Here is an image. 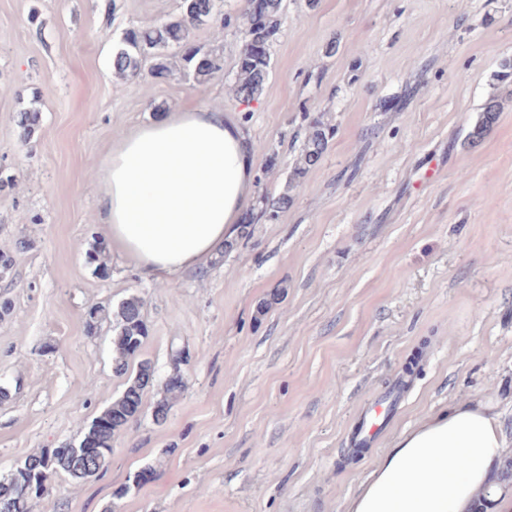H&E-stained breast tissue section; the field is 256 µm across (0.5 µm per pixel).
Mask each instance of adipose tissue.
I'll return each instance as SVG.
<instances>
[{"instance_id": "adipose-tissue-1", "label": "adipose tissue", "mask_w": 512, "mask_h": 512, "mask_svg": "<svg viewBox=\"0 0 512 512\" xmlns=\"http://www.w3.org/2000/svg\"><path fill=\"white\" fill-rule=\"evenodd\" d=\"M255 145L223 109L163 114L101 162L96 217L114 251L165 284L235 238ZM506 438L490 401H457L402 435L349 512H512Z\"/></svg>"}]
</instances>
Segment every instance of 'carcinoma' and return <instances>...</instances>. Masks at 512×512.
I'll list each match as a JSON object with an SVG mask.
<instances>
[{
    "instance_id": "1",
    "label": "carcinoma",
    "mask_w": 512,
    "mask_h": 512,
    "mask_svg": "<svg viewBox=\"0 0 512 512\" xmlns=\"http://www.w3.org/2000/svg\"><path fill=\"white\" fill-rule=\"evenodd\" d=\"M248 9L259 11L258 23L244 30L245 41L239 55L232 86L234 97L241 103L258 98L264 91L271 69V42L283 11V0H248ZM226 17L216 0H182L179 14L165 22L131 28L113 50V68L121 79L140 75L143 61L150 59V75L163 79L170 73L168 51L173 50L184 73L203 85L224 76V60L220 52L195 45L190 41L192 30L210 27L224 29ZM501 104L498 97H489L469 137L477 141L496 122ZM40 122L36 108L19 111L20 138L30 139ZM333 128L322 118L313 119L293 168L290 182L299 184L307 172L321 159ZM117 326L112 338V368L126 377L121 395L105 407L84 429L82 440H90L98 448L96 457L86 460L75 450L61 452L56 448L30 455L11 473L0 480V502L9 500L10 512H35L39 501L48 494L55 479L66 474L75 481L86 480L106 471L110 464L112 443L116 436L140 416L146 394L155 386V366L143 359L136 366L130 361L138 354L148 335L142 316V299L131 296L122 301L116 311Z\"/></svg>"
}]
</instances>
